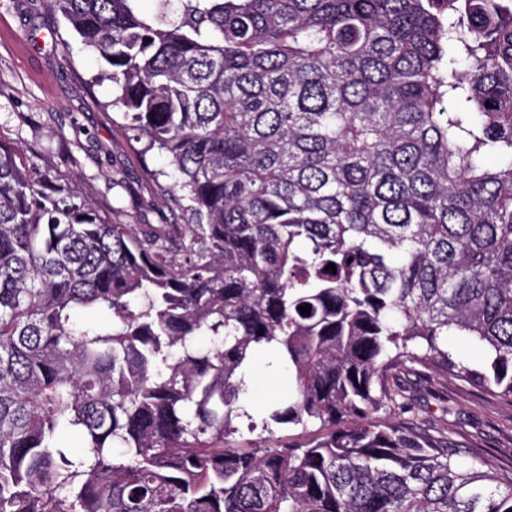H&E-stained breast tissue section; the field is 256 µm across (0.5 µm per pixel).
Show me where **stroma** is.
<instances>
[{
    "label": "stroma",
    "instance_id": "1",
    "mask_svg": "<svg viewBox=\"0 0 512 512\" xmlns=\"http://www.w3.org/2000/svg\"><path fill=\"white\" fill-rule=\"evenodd\" d=\"M104 63L83 48L44 0H0V137L29 165L78 185L107 216L127 224H175L151 172L166 155L139 156L138 143L110 107ZM413 388L381 418L447 429L460 463L512 467V404L453 376L412 375Z\"/></svg>",
    "mask_w": 512,
    "mask_h": 512
}]
</instances>
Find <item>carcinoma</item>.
Listing matches in <instances>:
<instances>
[{
    "label": "carcinoma",
    "mask_w": 512,
    "mask_h": 512,
    "mask_svg": "<svg viewBox=\"0 0 512 512\" xmlns=\"http://www.w3.org/2000/svg\"><path fill=\"white\" fill-rule=\"evenodd\" d=\"M134 2L47 5L185 223L0 139V512H512V469L376 416L408 362L512 404V0ZM260 353L308 443L229 446ZM448 350L456 359L462 360L474 368L480 367L486 357L485 349L467 336H448Z\"/></svg>",
    "instance_id": "1"
}]
</instances>
